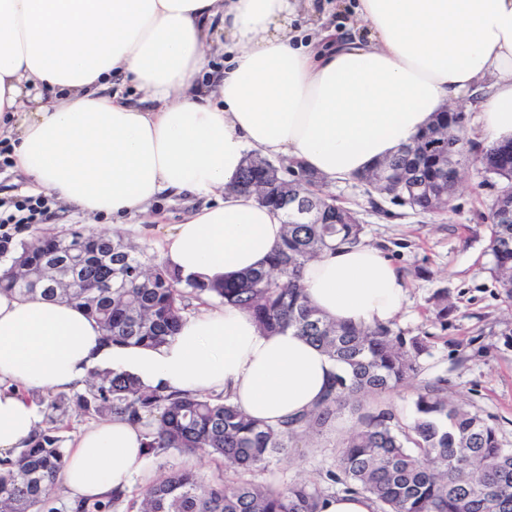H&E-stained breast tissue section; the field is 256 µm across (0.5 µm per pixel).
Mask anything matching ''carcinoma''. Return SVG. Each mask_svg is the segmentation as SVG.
<instances>
[{
	"mask_svg": "<svg viewBox=\"0 0 512 512\" xmlns=\"http://www.w3.org/2000/svg\"><path fill=\"white\" fill-rule=\"evenodd\" d=\"M436 124L412 144L385 160L391 178L416 176L412 190L395 185L373 189L401 205L427 214L450 204L454 187L442 180L443 150L439 136L460 135L459 162L474 159L497 175L512 178V143L489 149L464 133L460 112H439ZM238 182L254 194L265 192L259 205L286 212L281 243L267 267L235 279L205 283L169 269L123 234L35 236L15 242V233L0 235V291L19 296L76 303L101 330L106 344L157 348L168 343L197 300L231 304L254 318L265 333L295 330L339 364V372L317 407L273 426L241 412L228 397L201 395L144 385L126 371L95 369L86 387L64 393L29 392L46 412L47 426L35 433L11 458L0 459V512H58L50 498L67 453L59 432L69 428L70 413L92 418L120 417L149 422L147 455L176 452L207 456L236 473H255L288 453L294 438L321 431L351 400L380 396L416 377L427 341L410 340L390 325L359 327L328 319L313 307L301 283L306 263L337 243L362 242L363 226L355 213L317 189L318 176L296 163L263 165L255 156L245 161ZM319 206L314 218L294 223L288 200L294 189ZM512 199L499 198L490 210L489 250L493 273L512 298ZM89 258L77 272V287L34 288L19 278L47 275L64 243ZM341 492L369 497L375 512H512V448L501 446L494 427L476 413L450 400L445 381L426 384L416 393L412 423L401 425L388 409L368 411L342 442L333 468L321 483H295L285 488L247 479L203 480L186 467L170 471L139 489L127 510L137 512H322L323 501ZM126 493L106 500H79L71 512H120Z\"/></svg>",
	"mask_w": 512,
	"mask_h": 512,
	"instance_id": "cac0c4a2",
	"label": "carcinoma"
}]
</instances>
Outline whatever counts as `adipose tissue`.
I'll return each mask as SVG.
<instances>
[{
    "label": "adipose tissue",
    "mask_w": 512,
    "mask_h": 512,
    "mask_svg": "<svg viewBox=\"0 0 512 512\" xmlns=\"http://www.w3.org/2000/svg\"><path fill=\"white\" fill-rule=\"evenodd\" d=\"M323 0H0V140L34 192L113 224L160 197L195 195L162 245L181 275L220 282L265 264L284 216L232 188L247 150L336 181L407 145L437 112L477 96L476 133L512 140V0H356L366 33L293 20ZM223 33L232 56L207 66ZM313 306L356 325L387 324L405 281L378 247L308 263ZM82 308L0 292V458L44 428L28 390L82 387L94 368L148 386L226 393L270 425L317 406L338 365L294 330L261 333L224 305L190 316L165 345H104ZM146 429L120 418L75 439L61 473L70 499H104L145 461Z\"/></svg>",
    "instance_id": "obj_1"
}]
</instances>
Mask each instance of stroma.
<instances>
[{
	"instance_id": "1",
	"label": "stroma",
	"mask_w": 512,
	"mask_h": 512,
	"mask_svg": "<svg viewBox=\"0 0 512 512\" xmlns=\"http://www.w3.org/2000/svg\"><path fill=\"white\" fill-rule=\"evenodd\" d=\"M323 192L358 212L363 243L382 249L402 272L406 296L392 321L395 331L429 343L419 375L379 397V404L392 409L399 422L410 423L419 387L442 378L449 398L479 414L496 429L503 447L512 448V298L492 272L487 216L494 190L480 166L469 164L443 216L418 214L377 198L354 178L324 182ZM187 209V198L163 197L152 213L126 217L120 230L156 255ZM443 293L448 314L441 317L437 311ZM357 416L354 405H346L316 438L294 439L287 455L274 458L259 481L279 488L321 481L340 441L356 427Z\"/></svg>"
}]
</instances>
